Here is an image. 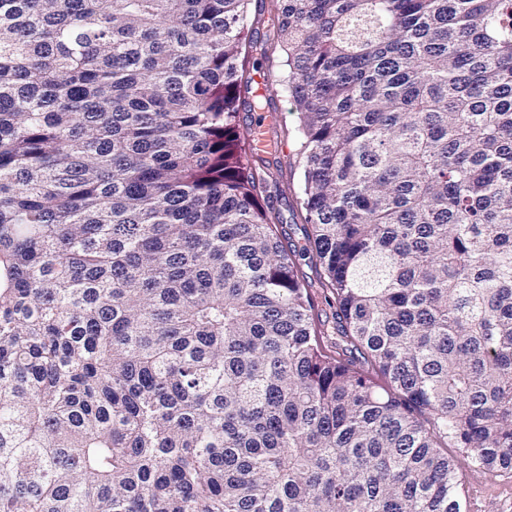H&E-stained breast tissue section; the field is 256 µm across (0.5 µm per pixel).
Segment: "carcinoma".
Returning <instances> with one entry per match:
<instances>
[{
	"label": "carcinoma",
	"instance_id": "cac0c4a2",
	"mask_svg": "<svg viewBox=\"0 0 512 512\" xmlns=\"http://www.w3.org/2000/svg\"><path fill=\"white\" fill-rule=\"evenodd\" d=\"M247 5L0 0V512L512 471V0H273L334 338L238 129Z\"/></svg>",
	"mask_w": 512,
	"mask_h": 512
}]
</instances>
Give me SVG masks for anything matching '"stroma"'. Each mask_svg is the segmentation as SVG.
<instances>
[{"label":"stroma","mask_w":512,"mask_h":512,"mask_svg":"<svg viewBox=\"0 0 512 512\" xmlns=\"http://www.w3.org/2000/svg\"><path fill=\"white\" fill-rule=\"evenodd\" d=\"M250 33L258 43L268 48L267 56H254L247 67L253 80L250 93L255 96L263 92L257 82L260 74L268 71L280 80L288 68L286 55L274 41L268 24L252 26ZM272 107L276 121L270 127L269 135L275 147L253 162L257 173L268 182L261 200L280 217L285 230L283 245L295 257L298 275L314 304L315 321L329 325L335 320L336 304L331 292L321 285L323 270L315 263V249L307 236L305 212L300 207L304 188L303 161L299 154L300 115L291 98L281 89L273 94ZM461 480L465 493H477L478 512H512V472L490 473L465 466L461 469Z\"/></svg>","instance_id":"stroma-1"}]
</instances>
